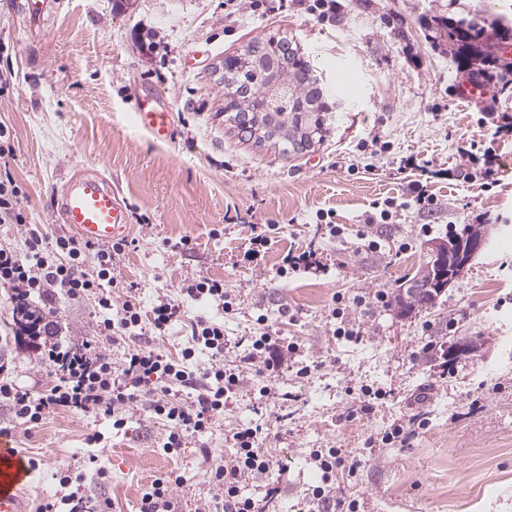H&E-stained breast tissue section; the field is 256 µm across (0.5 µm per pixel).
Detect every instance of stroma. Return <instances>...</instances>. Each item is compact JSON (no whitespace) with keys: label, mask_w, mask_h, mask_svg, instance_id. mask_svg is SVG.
Segmentation results:
<instances>
[{"label":"stroma","mask_w":512,"mask_h":512,"mask_svg":"<svg viewBox=\"0 0 512 512\" xmlns=\"http://www.w3.org/2000/svg\"><path fill=\"white\" fill-rule=\"evenodd\" d=\"M20 2L0 0V74L12 77L0 122L15 131L6 164L26 193V225L67 234L54 216L64 181L100 172L129 215L118 280L147 306L179 298L192 276L223 281V363L244 375L223 417L171 454L144 400L119 431L65 406L17 426L0 404V427L36 462L20 488L27 512L59 498L63 474L79 479L89 512H137L142 490L173 470L183 477L175 510L192 512L212 494L203 450L230 458L233 433L247 427L270 460L241 487L261 512H512V131L499 128L512 114V71L462 102L468 75L433 42L444 18L512 24V0H337L326 21L303 0L256 12L249 0H58L39 26ZM273 35L300 44L342 101L322 142L302 153L241 139L224 114L225 57ZM155 95L173 114L167 142L136 121V97ZM413 181L438 208L409 205ZM378 206L387 216L370 251L359 233ZM260 224L279 230L250 262ZM466 224L491 225L490 241L435 306H378V292L395 294L424 266L430 240ZM304 251L321 271L279 276L283 257ZM13 295L0 284V364L39 395L56 376L46 348L23 335ZM339 296L350 305L337 319ZM52 305L67 339L118 364L136 344L180 357L187 319L214 313L189 302L166 336L114 342L99 334L93 298ZM344 322L359 336L335 335ZM265 332L299 348L260 375L246 356ZM459 339L474 352L441 359L440 344ZM93 432L102 439L91 445ZM331 448L348 466L327 479L318 457Z\"/></svg>","instance_id":"1"}]
</instances>
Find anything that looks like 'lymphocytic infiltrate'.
Instances as JSON below:
<instances>
[{"mask_svg":"<svg viewBox=\"0 0 512 512\" xmlns=\"http://www.w3.org/2000/svg\"><path fill=\"white\" fill-rule=\"evenodd\" d=\"M129 248L118 238L106 247H94L78 238L60 235L46 240L37 232L25 235L21 244L0 243V283L15 288L19 309L26 314L42 313V304L53 290L75 300L95 296L104 317L99 323L103 336H124L148 330L166 335L170 326L183 319L182 300L160 296L151 311H144L139 298L121 290L114 274ZM192 345L173 360L157 346L128 351L120 366L89 343H54L49 359L57 376L49 392L35 396L17 385L0 365V403L10 407L16 423L38 424L54 406H69L83 413L111 420L113 429H122L125 414L141 397H148L150 411L167 422L164 452L180 448L185 434L206 430L224 413V395L241 383L239 373L223 364L211 366L195 400L183 402L172 387L191 378L185 363L196 352L224 353V321L213 317L191 320ZM233 440L234 458L210 466L208 477L216 489L212 499L200 501L194 512H256L252 499L242 497L240 487L250 476L265 472L269 460L255 446L252 429L237 431Z\"/></svg>","mask_w":512,"mask_h":512,"instance_id":"f902f5d3","label":"lymphocytic infiltrate"}]
</instances>
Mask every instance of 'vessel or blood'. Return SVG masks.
I'll use <instances>...</instances> for the list:
<instances>
[{
	"label": "vessel or blood",
	"mask_w": 512,
	"mask_h": 512,
	"mask_svg": "<svg viewBox=\"0 0 512 512\" xmlns=\"http://www.w3.org/2000/svg\"><path fill=\"white\" fill-rule=\"evenodd\" d=\"M136 112L141 125L153 138L169 140L173 115L160 101L138 100ZM62 223L74 227L88 243L104 246L128 229V216L111 185L102 177L87 174L69 178L57 199ZM27 470L9 436L0 435V512H24L18 488Z\"/></svg>",
	"instance_id": "1"
}]
</instances>
